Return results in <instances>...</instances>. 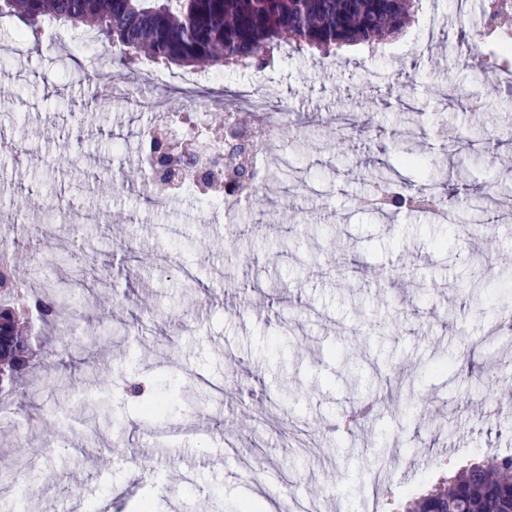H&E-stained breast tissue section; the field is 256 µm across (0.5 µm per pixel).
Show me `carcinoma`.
Returning a JSON list of instances; mask_svg holds the SVG:
<instances>
[{
  "label": "carcinoma",
  "instance_id": "1",
  "mask_svg": "<svg viewBox=\"0 0 512 512\" xmlns=\"http://www.w3.org/2000/svg\"><path fill=\"white\" fill-rule=\"evenodd\" d=\"M416 0H0V15L18 17L32 27L31 49L40 50L37 27L90 22L97 34L112 41L118 70L100 78L115 80L135 62L136 53L148 52L164 64L196 67L204 64L215 72L226 68H264L274 52L288 47L316 49L325 55L331 48L350 43L370 47L386 36L400 33L409 23ZM497 21L495 57L507 66L512 62V17L508 5L498 4L489 14ZM192 139L210 144L224 142V181L215 188L249 189L259 183L260 172L243 144L224 141L213 127L192 133ZM393 169L378 167L370 182L381 190V209H405L429 216L437 199L453 194L417 197ZM14 265H0V289L18 287ZM23 313L36 310L52 322L62 309L78 301L71 278L61 280L43 294L22 298ZM32 350L30 333L20 329L15 308L0 305V392H17L19 378L28 367ZM74 345L63 338L45 354L46 367L65 375L71 367ZM138 404L147 417L167 414L170 402L161 395L137 391ZM382 399L364 396L357 400L352 419L356 427L370 426ZM495 464L473 463L448 479V486L415 498L406 512H512V455L494 456Z\"/></svg>",
  "mask_w": 512,
  "mask_h": 512
}]
</instances>
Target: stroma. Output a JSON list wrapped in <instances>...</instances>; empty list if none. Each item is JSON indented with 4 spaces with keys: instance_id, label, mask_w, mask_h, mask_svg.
Listing matches in <instances>:
<instances>
[{
    "instance_id": "stroma-1",
    "label": "stroma",
    "mask_w": 512,
    "mask_h": 512,
    "mask_svg": "<svg viewBox=\"0 0 512 512\" xmlns=\"http://www.w3.org/2000/svg\"><path fill=\"white\" fill-rule=\"evenodd\" d=\"M434 8L450 40L474 32L455 0H423L377 54L361 45L326 60L288 52L221 75L224 89L253 86L293 121L272 141L289 176L272 172L230 229L194 191L149 201L113 188L138 176L140 132L159 122L124 94L135 88L194 113L180 67L137 60L112 81V106L96 108L84 76L111 70L107 47L68 25L41 51L11 53L21 23L0 17V205L23 206L32 225L11 239L19 276L86 278L110 307L91 311L73 337L99 340L80 355L98 374L76 371L60 389L42 383L48 424L21 411L0 433V471L12 484L0 512L86 502L134 512L147 495L157 512H237L244 502L288 512L294 492L315 493V512H405L444 478L512 448V216L496 239L477 228L481 209H499L485 199L488 183L512 167V87L498 65L473 69L452 47L436 60L412 55ZM474 85L477 101L467 96ZM418 108L422 122L409 123ZM405 148L442 165L459 191L447 248H434L443 229L425 217L361 203L373 164L421 189L399 165ZM475 285L483 301L463 304ZM341 343L369 382L395 366L413 372V390L387 400L354 440L341 419L354 397L332 353ZM467 344L472 373L434 371ZM135 383L169 397L164 435L138 411ZM480 406L486 419L474 416ZM23 446L33 462L18 468ZM443 446L449 455H437ZM378 473L387 481L375 491Z\"/></svg>"
}]
</instances>
